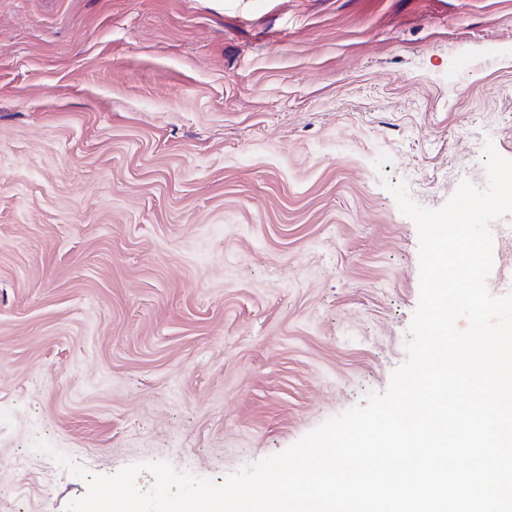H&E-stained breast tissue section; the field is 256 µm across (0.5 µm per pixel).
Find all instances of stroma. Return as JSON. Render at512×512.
<instances>
[{"instance_id": "1", "label": "stroma", "mask_w": 512, "mask_h": 512, "mask_svg": "<svg viewBox=\"0 0 512 512\" xmlns=\"http://www.w3.org/2000/svg\"><path fill=\"white\" fill-rule=\"evenodd\" d=\"M489 144L512 0H0V512L85 493L56 452L220 483L385 391L384 184L441 208Z\"/></svg>"}]
</instances>
